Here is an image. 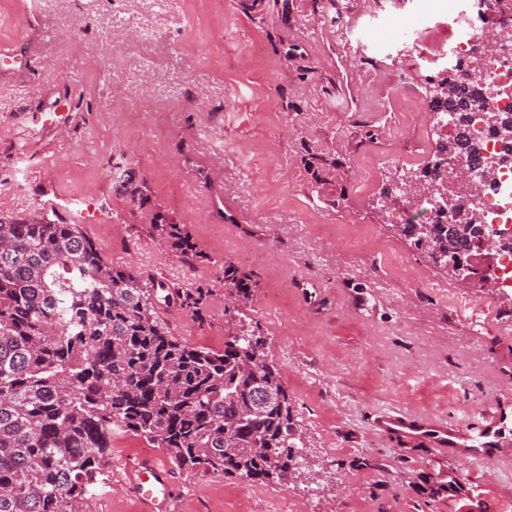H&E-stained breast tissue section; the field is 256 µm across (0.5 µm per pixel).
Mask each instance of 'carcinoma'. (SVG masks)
<instances>
[{"mask_svg":"<svg viewBox=\"0 0 512 512\" xmlns=\"http://www.w3.org/2000/svg\"><path fill=\"white\" fill-rule=\"evenodd\" d=\"M431 105L468 107L453 75L430 81ZM441 184L440 164L412 171ZM114 179L141 195L131 168ZM401 224L398 232L448 271V246L480 224ZM181 261L200 257L185 224L150 225ZM255 282L224 261V349L190 345L160 314H193L213 297L114 266L79 224L0 216V512H86L112 436L131 432L181 467L256 483L296 478L305 447L280 369L244 308Z\"/></svg>","mask_w":512,"mask_h":512,"instance_id":"obj_1","label":"carcinoma"}]
</instances>
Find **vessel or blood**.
<instances>
[{
  "mask_svg": "<svg viewBox=\"0 0 512 512\" xmlns=\"http://www.w3.org/2000/svg\"><path fill=\"white\" fill-rule=\"evenodd\" d=\"M373 428L382 436L426 441L438 450L477 459L504 447L512 437V409L492 401L475 426L435 423L415 414H382L374 420ZM135 484L147 512H172L173 500L164 471L151 464L139 465Z\"/></svg>",
  "mask_w": 512,
  "mask_h": 512,
  "instance_id": "b4317fda",
  "label": "vessel or blood"
}]
</instances>
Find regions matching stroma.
<instances>
[{"label": "stroma", "mask_w": 512, "mask_h": 512, "mask_svg": "<svg viewBox=\"0 0 512 512\" xmlns=\"http://www.w3.org/2000/svg\"><path fill=\"white\" fill-rule=\"evenodd\" d=\"M341 2L357 25L350 45L313 0H0V47L14 53L0 60V216L97 213L91 235L112 265L211 288L199 315H166L194 345L230 328L225 260L254 274L249 315L325 469L315 487L228 479L124 433L89 512H144L126 472L144 459L168 469L175 512H289L292 501L300 512H501L512 500V457L440 456L371 428L379 412L473 424L512 395V305L444 277L399 235L428 204L385 221L372 208L436 142L428 113L398 106L403 92L423 98L426 81L395 48L417 12H447L448 0ZM138 26L151 43L133 39ZM48 112L67 123L44 128ZM119 162L141 196L115 183ZM159 216L188 225L206 262L161 246Z\"/></svg>", "instance_id": "stroma-1"}]
</instances>
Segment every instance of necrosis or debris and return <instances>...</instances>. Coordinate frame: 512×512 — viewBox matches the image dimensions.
<instances>
[{
  "instance_id": "obj_1",
  "label": "necrosis or debris",
  "mask_w": 512,
  "mask_h": 512,
  "mask_svg": "<svg viewBox=\"0 0 512 512\" xmlns=\"http://www.w3.org/2000/svg\"><path fill=\"white\" fill-rule=\"evenodd\" d=\"M512 22L506 14H486L479 8H467L464 0H448V13L432 16L425 28H448L451 37L446 48L435 52L424 49L422 35L413 32L410 39L409 65L435 74L450 69L465 83L468 93H475L484 81L499 85L500 95L488 102H476L465 118L449 113L444 129L447 136L465 132L476 148L478 167L494 171V179L484 194L485 212L490 226L512 224V159L497 136L490 117L499 113H512V56H499L484 49L489 29Z\"/></svg>"
}]
</instances>
